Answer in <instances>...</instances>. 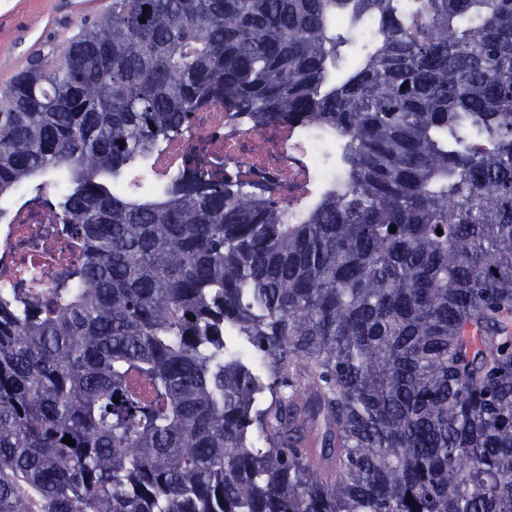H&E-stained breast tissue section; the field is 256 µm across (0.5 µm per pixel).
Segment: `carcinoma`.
<instances>
[{
  "label": "carcinoma",
  "mask_w": 512,
  "mask_h": 512,
  "mask_svg": "<svg viewBox=\"0 0 512 512\" xmlns=\"http://www.w3.org/2000/svg\"><path fill=\"white\" fill-rule=\"evenodd\" d=\"M217 103L346 182L120 190ZM25 187L84 261L0 292V512H512V0H112L0 90Z\"/></svg>",
  "instance_id": "obj_1"
}]
</instances>
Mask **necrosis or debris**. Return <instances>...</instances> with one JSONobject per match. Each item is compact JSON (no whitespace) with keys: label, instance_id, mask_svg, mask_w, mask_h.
Returning <instances> with one entry per match:
<instances>
[{"label":"necrosis or debris","instance_id":"1","mask_svg":"<svg viewBox=\"0 0 512 512\" xmlns=\"http://www.w3.org/2000/svg\"><path fill=\"white\" fill-rule=\"evenodd\" d=\"M342 144L330 131L282 117L256 124L245 112L215 104L190 129L165 141L137 174L141 190H174L196 181H228L277 200L300 218L325 189L346 178ZM47 199H23L0 225V289L45 288L52 275L79 264L83 251L58 234Z\"/></svg>","mask_w":512,"mask_h":512}]
</instances>
